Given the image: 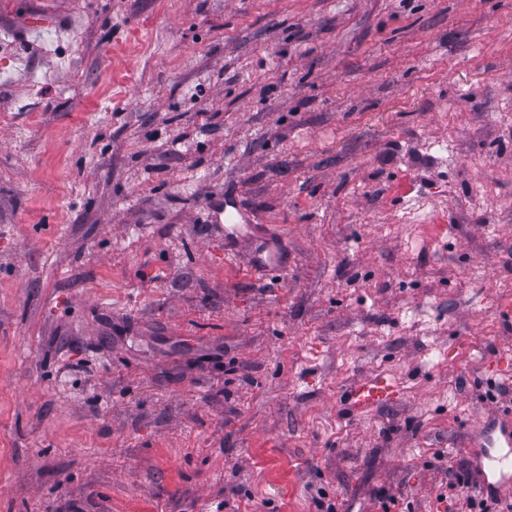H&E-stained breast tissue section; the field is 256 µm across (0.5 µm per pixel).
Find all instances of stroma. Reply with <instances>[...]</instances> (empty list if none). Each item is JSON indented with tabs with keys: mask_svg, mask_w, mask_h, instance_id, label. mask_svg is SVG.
I'll return each mask as SVG.
<instances>
[{
	"mask_svg": "<svg viewBox=\"0 0 512 512\" xmlns=\"http://www.w3.org/2000/svg\"><path fill=\"white\" fill-rule=\"evenodd\" d=\"M1 42L0 512H455L512 392V0H0ZM224 215V229L230 234L239 233L242 229L250 228V220L241 213L231 202H224V209L217 212L219 220ZM396 390V385L384 376L368 377L347 391L346 402L353 411H367L387 401Z\"/></svg>",
	"mask_w": 512,
	"mask_h": 512,
	"instance_id": "stroma-1",
	"label": "stroma"
}]
</instances>
